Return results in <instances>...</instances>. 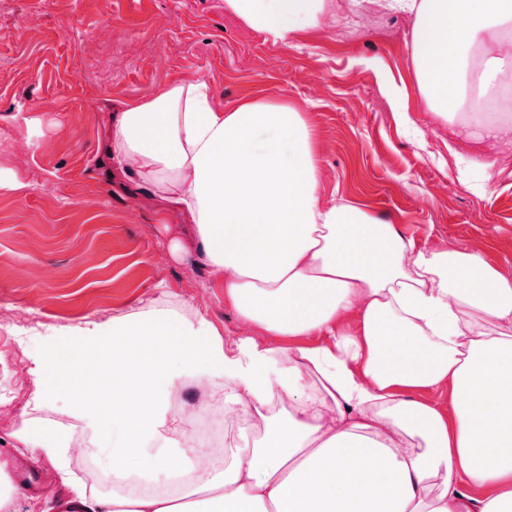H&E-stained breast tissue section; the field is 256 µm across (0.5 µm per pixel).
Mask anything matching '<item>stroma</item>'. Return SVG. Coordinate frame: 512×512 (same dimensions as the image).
Wrapping results in <instances>:
<instances>
[{
  "label": "stroma",
  "instance_id": "35a3bbf8",
  "mask_svg": "<svg viewBox=\"0 0 512 512\" xmlns=\"http://www.w3.org/2000/svg\"><path fill=\"white\" fill-rule=\"evenodd\" d=\"M412 22L377 0L284 41L224 0H0V307L27 336L0 331V459L13 512H59L58 466L12 433L22 419L81 431L64 402L37 411L30 355L54 331L164 307L245 334L178 213L159 219L147 185L105 156L110 116L196 78L216 104L287 101L305 112L321 198L392 224L416 247L480 251L512 278V147L466 140L429 112L410 53ZM182 239L181 255H172Z\"/></svg>",
  "mask_w": 512,
  "mask_h": 512
}]
</instances>
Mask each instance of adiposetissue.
Returning a JSON list of instances; mask_svg holds the SVG:
<instances>
[{
  "label": "adipose tissue",
  "mask_w": 512,
  "mask_h": 512,
  "mask_svg": "<svg viewBox=\"0 0 512 512\" xmlns=\"http://www.w3.org/2000/svg\"><path fill=\"white\" fill-rule=\"evenodd\" d=\"M412 16L430 110L512 145V0H380ZM275 40L319 26L330 0H224ZM495 100L499 111L487 112ZM109 159L190 224L254 335L155 309L59 331L32 354L37 407L64 400L107 456L111 500L71 482L80 512H512V278L479 252L418 248L358 207L320 196L303 113L277 100L216 105L206 80L129 103ZM306 336V345L272 346ZM223 396L240 428L223 467L185 437L186 383ZM451 389V412L420 398ZM32 457L68 436L23 422ZM485 489L480 499L468 491Z\"/></svg>",
  "instance_id": "ef3b65f1"
}]
</instances>
